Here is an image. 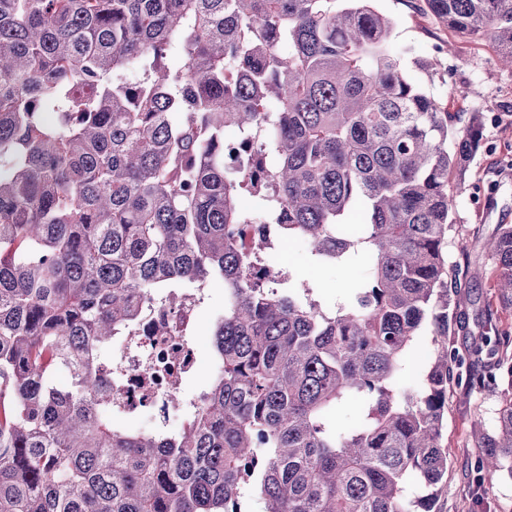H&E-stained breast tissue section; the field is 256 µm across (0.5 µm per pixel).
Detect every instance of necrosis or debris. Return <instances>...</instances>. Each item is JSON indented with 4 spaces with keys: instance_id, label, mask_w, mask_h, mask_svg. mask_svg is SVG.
<instances>
[{
    "instance_id": "obj_1",
    "label": "necrosis or debris",
    "mask_w": 512,
    "mask_h": 512,
    "mask_svg": "<svg viewBox=\"0 0 512 512\" xmlns=\"http://www.w3.org/2000/svg\"><path fill=\"white\" fill-rule=\"evenodd\" d=\"M197 306L192 288L183 293L177 310L159 300L142 305L138 336L122 340L112 349V363L118 368L112 384L120 390L113 409L131 415L148 412L160 425H169L173 398L198 370L190 341Z\"/></svg>"
}]
</instances>
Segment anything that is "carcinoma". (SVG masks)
<instances>
[{
  "instance_id": "cac0c4a2",
  "label": "carcinoma",
  "mask_w": 512,
  "mask_h": 512,
  "mask_svg": "<svg viewBox=\"0 0 512 512\" xmlns=\"http://www.w3.org/2000/svg\"><path fill=\"white\" fill-rule=\"evenodd\" d=\"M338 2L0 0V512H243L246 495L263 512H435L408 487L448 475V392L512 389L490 309L448 347L465 330L448 233L483 116L407 79L372 0ZM423 2L512 66V0ZM247 224L368 275L326 306ZM483 248L512 309V224ZM214 278L218 372L178 396L180 430L112 412L105 353L139 302L173 308ZM426 328L435 357L407 384ZM474 434L490 485L512 465V397Z\"/></svg>"
}]
</instances>
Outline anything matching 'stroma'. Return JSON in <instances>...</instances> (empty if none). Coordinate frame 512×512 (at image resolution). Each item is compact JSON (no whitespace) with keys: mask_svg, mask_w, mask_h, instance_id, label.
<instances>
[{"mask_svg":"<svg viewBox=\"0 0 512 512\" xmlns=\"http://www.w3.org/2000/svg\"><path fill=\"white\" fill-rule=\"evenodd\" d=\"M422 0H375V8L394 22L393 44L410 63L408 79L426 86L452 112H479L484 116L485 151L474 158L465 186L455 197L456 223L448 238V257L459 266L461 301L480 298L490 306L500 329L512 332V309L501 308L492 288L493 278L476 280L473 268L483 265L482 245L498 225L512 224V70L499 65L484 41H462L420 10ZM417 58H437L447 69L444 80L428 82L414 66ZM275 264L289 267L316 287L321 302L342 298L351 282L363 279L365 266H315L304 245L275 248ZM224 312V286L213 280L203 290L193 341L200 368L183 387L192 394L208 380L212 364V322ZM501 392L454 391L448 401L442 446L448 451V478L437 487L438 512H512V475L500 473L490 487L477 486L473 466L480 453L473 436L474 422L495 426L504 403Z\"/></svg>","mask_w":512,"mask_h":512,"instance_id":"obj_1","label":"stroma"}]
</instances>
